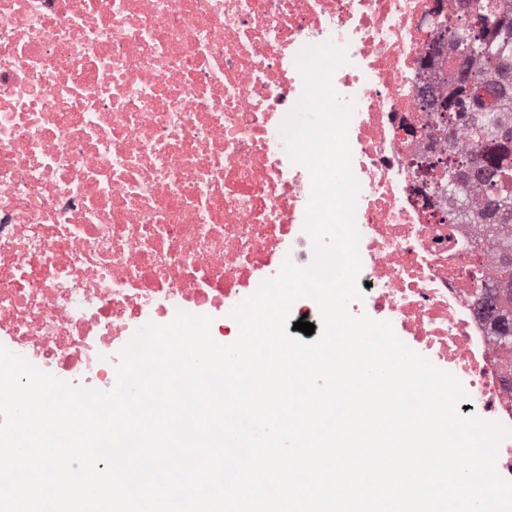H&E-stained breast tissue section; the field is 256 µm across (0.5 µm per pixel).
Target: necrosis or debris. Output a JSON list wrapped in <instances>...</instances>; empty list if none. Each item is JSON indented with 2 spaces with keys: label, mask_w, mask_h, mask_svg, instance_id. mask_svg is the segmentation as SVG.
<instances>
[{
  "label": "necrosis or debris",
  "mask_w": 512,
  "mask_h": 512,
  "mask_svg": "<svg viewBox=\"0 0 512 512\" xmlns=\"http://www.w3.org/2000/svg\"><path fill=\"white\" fill-rule=\"evenodd\" d=\"M461 0H0V346L109 387L133 334L178 312L234 337L233 311L312 259L311 175L281 125L309 45L345 48L362 299L512 428V361L471 294L484 261L412 161L447 152L421 109Z\"/></svg>",
  "instance_id": "4bbe7bcc"
}]
</instances>
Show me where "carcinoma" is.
Segmentation results:
<instances>
[{"label": "carcinoma", "instance_id": "carcinoma-1", "mask_svg": "<svg viewBox=\"0 0 512 512\" xmlns=\"http://www.w3.org/2000/svg\"><path fill=\"white\" fill-rule=\"evenodd\" d=\"M469 2L473 20L448 34V42L459 49L469 68L434 72L446 92L430 105L436 122L461 132L467 145L448 140V154L424 168L430 172L433 193L446 190L458 200V210H448V223H459L461 208H466L468 223L477 225L479 235L492 246L471 286L483 317L497 324L498 347L512 354V330L502 320V312L512 314V219L485 222L495 205L512 209V94L480 104L470 91L473 83L494 89L501 85L499 62L512 61V0Z\"/></svg>", "mask_w": 512, "mask_h": 512}]
</instances>
